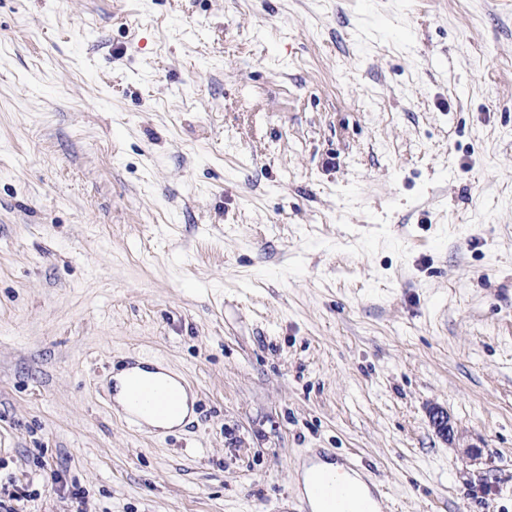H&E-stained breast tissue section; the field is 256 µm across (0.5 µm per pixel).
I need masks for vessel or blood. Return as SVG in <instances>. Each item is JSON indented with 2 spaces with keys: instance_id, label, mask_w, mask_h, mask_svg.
Returning a JSON list of instances; mask_svg holds the SVG:
<instances>
[{
  "instance_id": "1",
  "label": "vessel or blood",
  "mask_w": 512,
  "mask_h": 512,
  "mask_svg": "<svg viewBox=\"0 0 512 512\" xmlns=\"http://www.w3.org/2000/svg\"><path fill=\"white\" fill-rule=\"evenodd\" d=\"M121 381L109 384L111 398H122L121 408L124 423L133 429L139 428L144 418H164L172 414L184 395L191 389L184 379L168 385L147 379L144 366L137 357H130L123 369ZM304 499L316 500L326 507V512H382L384 495L379 486L369 485L368 494L354 497L343 483L331 476H315L307 485Z\"/></svg>"
}]
</instances>
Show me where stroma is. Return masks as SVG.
Segmentation results:
<instances>
[{"label":"stroma","mask_w":512,"mask_h":512,"mask_svg":"<svg viewBox=\"0 0 512 512\" xmlns=\"http://www.w3.org/2000/svg\"><path fill=\"white\" fill-rule=\"evenodd\" d=\"M133 354L193 428L123 423ZM320 449L512 512V0H0L19 512H303Z\"/></svg>","instance_id":"35a3bbf8"}]
</instances>
